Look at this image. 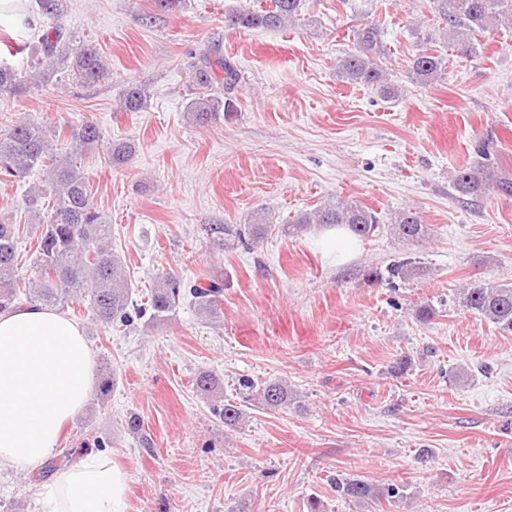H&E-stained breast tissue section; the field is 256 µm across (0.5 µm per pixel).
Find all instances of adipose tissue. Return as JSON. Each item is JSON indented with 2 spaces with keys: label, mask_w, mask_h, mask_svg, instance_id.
<instances>
[{
  "label": "adipose tissue",
  "mask_w": 512,
  "mask_h": 512,
  "mask_svg": "<svg viewBox=\"0 0 512 512\" xmlns=\"http://www.w3.org/2000/svg\"><path fill=\"white\" fill-rule=\"evenodd\" d=\"M93 388V356L79 323L44 307L0 313L1 462L38 469ZM46 498L49 512H125V474L90 454L57 472Z\"/></svg>",
  "instance_id": "ef3b65f1"
}]
</instances>
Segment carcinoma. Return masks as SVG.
<instances>
[{"instance_id": "obj_1", "label": "carcinoma", "mask_w": 512, "mask_h": 512, "mask_svg": "<svg viewBox=\"0 0 512 512\" xmlns=\"http://www.w3.org/2000/svg\"><path fill=\"white\" fill-rule=\"evenodd\" d=\"M302 0H250L243 6L224 13V26L229 30L253 31L286 26L295 20ZM436 12L450 33L449 43L457 55L467 57L474 52V34L499 27L512 29V0H432ZM355 47L339 59L341 77L377 90L386 98L398 96L378 64L383 52L378 28L366 24L354 31ZM39 53L48 60L67 63L70 75L82 83H96L108 74L107 63L99 50L81 39L76 31L64 33L55 28L42 35ZM446 69L443 57L422 50L415 55L410 73L421 84H430ZM224 82V93H214V84ZM242 74L237 63L216 51L202 52L189 71L187 89L190 112L199 124L219 118L230 119L238 111L237 88ZM27 86L18 78L15 67L0 65V94L22 95ZM144 86L129 82L123 93L121 109L141 112L147 106ZM64 133L56 123L23 120L5 133H0V172L22 180L33 170L45 174L43 184L30 189L23 199L24 210L37 218V239L30 273L18 267L19 225L0 222V311L21 304L46 308H65L71 300L88 301L92 319L105 328L131 327L149 316L150 324L169 321L184 301L208 319L219 317L224 281L210 277L186 284L174 274L157 278L147 299H134V289L126 275L119 254L112 251V224L93 202L89 176L78 166L76 153L99 142L101 132L95 124L84 122L69 128L73 152L61 155L55 142ZM475 165L455 171L453 189L461 195L479 197L498 189L511 195L512 183L497 178L488 163L487 152L477 146ZM319 225L345 227L360 240L373 237L381 228L376 213L355 201L338 200L302 213L291 222L276 227L263 213H256L254 223L234 231L227 224L210 227L213 243L219 245L231 234L248 239V245L264 240L279 229L290 237ZM396 238L406 244L421 245L430 238V227L417 212L398 214L392 227ZM424 275V267L412 261L393 263L383 271L369 274L374 281L398 283ZM461 304L501 330L512 332V286L472 280L459 289ZM201 394L218 393L219 382L210 372L195 378ZM241 402L223 400L211 405V411L224 427L235 430L244 421L241 403L268 411L285 410L297 403V393L282 379L257 381L243 375L238 379ZM336 488L356 503H379L400 495L395 485L380 487L361 478L336 479Z\"/></svg>"}]
</instances>
